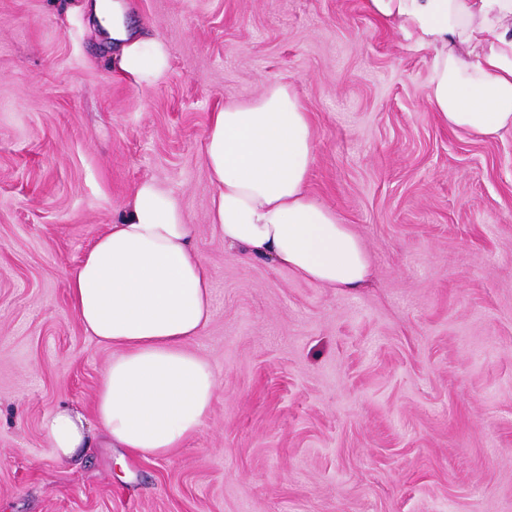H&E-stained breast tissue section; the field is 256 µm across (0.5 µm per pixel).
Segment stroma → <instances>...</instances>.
<instances>
[{
  "label": "stroma",
  "instance_id": "stroma-1",
  "mask_svg": "<svg viewBox=\"0 0 512 512\" xmlns=\"http://www.w3.org/2000/svg\"><path fill=\"white\" fill-rule=\"evenodd\" d=\"M118 2L168 51L155 82L119 69L88 0H0V512H512V130L440 122L429 55L367 0ZM275 81L366 287L246 258L210 221L211 116ZM146 179L209 269L195 348L219 390L172 456L96 434L60 460L45 417L92 419L112 357L68 274Z\"/></svg>",
  "mask_w": 512,
  "mask_h": 512
}]
</instances>
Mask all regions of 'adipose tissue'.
<instances>
[{"label": "adipose tissue", "instance_id": "ef3b65f1", "mask_svg": "<svg viewBox=\"0 0 512 512\" xmlns=\"http://www.w3.org/2000/svg\"><path fill=\"white\" fill-rule=\"evenodd\" d=\"M418 52L431 54L427 99L449 128L479 138L512 129V0H369ZM91 16L121 46L119 67L140 82L168 68L163 44L132 35L111 0ZM308 112L284 83L213 113L203 163L217 193L211 221L224 244L325 288L369 276L362 240L308 191L313 163ZM172 192L143 181L119 220L69 275L72 308L113 354L94 417L114 446L166 457L208 416L218 380L192 347L211 318L209 270ZM43 428L58 459L87 440L81 413L53 410Z\"/></svg>", "mask_w": 512, "mask_h": 512}]
</instances>
